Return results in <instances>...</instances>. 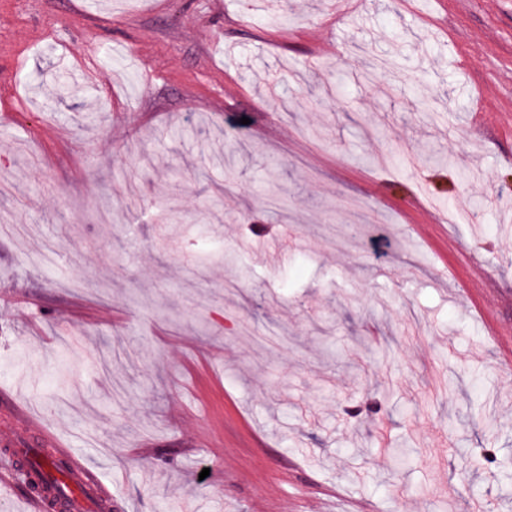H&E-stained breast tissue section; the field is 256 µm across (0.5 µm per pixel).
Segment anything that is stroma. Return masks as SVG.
<instances>
[{
  "label": "stroma",
  "instance_id": "35a3bbf8",
  "mask_svg": "<svg viewBox=\"0 0 512 512\" xmlns=\"http://www.w3.org/2000/svg\"><path fill=\"white\" fill-rule=\"evenodd\" d=\"M94 2L0 0V437L100 512H512V0ZM52 439L55 441L54 438ZM55 444L60 447L58 448L59 453L67 460L68 468L66 472L63 473V466L60 462L51 457H39L38 455L30 461L28 472L38 474L39 482L37 485L42 488L56 484L57 480L53 477L51 470L63 473L64 475L60 480L64 491L58 492L55 487H48L43 495L27 494L24 500L30 504V512H46L50 508H61L57 500L66 504L65 510H81L79 508L83 505V501H85V490L82 482L75 478V474L91 475L100 496L112 493L111 480H104L99 474L88 467L86 462L88 454L86 451L59 444L56 441Z\"/></svg>",
  "mask_w": 512,
  "mask_h": 512
}]
</instances>
